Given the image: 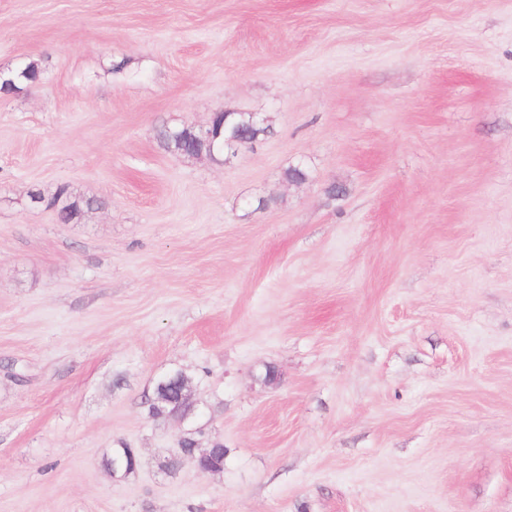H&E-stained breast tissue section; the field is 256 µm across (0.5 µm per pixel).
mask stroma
I'll return each instance as SVG.
<instances>
[{"instance_id":"obj_1","label":"stroma","mask_w":512,"mask_h":512,"mask_svg":"<svg viewBox=\"0 0 512 512\" xmlns=\"http://www.w3.org/2000/svg\"><path fill=\"white\" fill-rule=\"evenodd\" d=\"M30 61L0 512H512V0H0V74ZM219 109L270 131L159 143ZM177 369L222 472L148 415ZM214 134L212 139L206 142L193 138L191 128L171 129L164 127L159 130L160 144L167 150L183 155H193L201 150L210 156H223L225 152L234 153L237 144L228 142L231 139L256 141L261 135L269 131L267 126H254L248 113L219 111L213 121ZM181 132L177 137L176 133Z\"/></svg>"}]
</instances>
